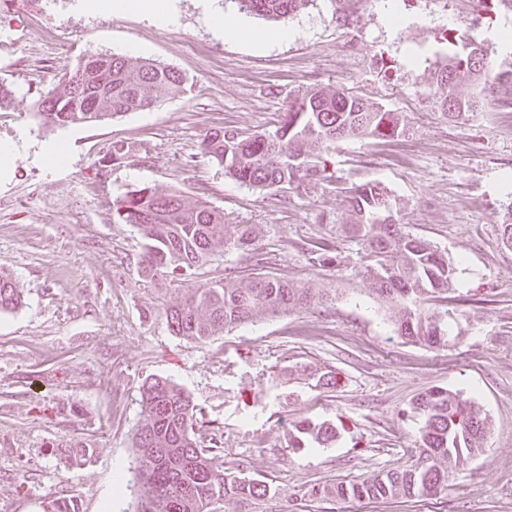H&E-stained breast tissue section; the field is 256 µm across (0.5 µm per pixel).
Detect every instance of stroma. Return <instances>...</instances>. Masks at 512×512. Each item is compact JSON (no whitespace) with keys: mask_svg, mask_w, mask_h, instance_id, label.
Returning <instances> with one entry per match:
<instances>
[{"mask_svg":"<svg viewBox=\"0 0 512 512\" xmlns=\"http://www.w3.org/2000/svg\"><path fill=\"white\" fill-rule=\"evenodd\" d=\"M171 8L178 23L165 27L136 13L95 16L80 0H0V81L14 91L0 109V142L20 152L0 174V272L24 296L0 313V512H44L63 497L79 512H127L131 496L113 483L131 477L139 388L156 376L192 394L225 461L276 488L286 512H512V248L501 241L512 218V81L504 77L512 46L496 38L512 27V11L499 0H399L406 23L395 31L382 0H309L284 22L294 38L257 46L210 26L213 8L270 28L233 0H171ZM31 29L42 41L26 40ZM472 39L489 74L457 92L483 107L451 116L434 104L430 72ZM137 45L184 76L182 94L101 122L48 127L35 117L40 93L88 53L128 57ZM314 87L397 112L404 129L388 140L336 141L328 180L285 190L248 189L200 157L214 131L275 129L288 101ZM116 142L131 152L98 178L95 163ZM52 143L65 148L63 166L41 155ZM373 180L397 199L408 231L459 264L448 296L457 339L447 348L395 336L365 296L361 261L345 242L340 267L309 259L311 244L334 236L349 190ZM138 185L180 191L232 224L262 225L257 251L271 257L272 272L328 289L334 305L244 324L204 344L172 334L165 311L189 289L252 276L256 266L220 247L185 279L145 276L141 237L113 216L115 201ZM307 362L335 370L337 388L276 379ZM436 387L464 390L491 423L483 453L454 471L447 495L320 496L334 483L411 465L419 423L406 411ZM304 417L344 426L336 447L292 452L288 424ZM73 441L90 456L61 462Z\"/></svg>","mask_w":512,"mask_h":512,"instance_id":"35a3bbf8","label":"stroma"}]
</instances>
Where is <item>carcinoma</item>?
<instances>
[{
	"label": "carcinoma",
	"instance_id": "carcinoma-1",
	"mask_svg": "<svg viewBox=\"0 0 512 512\" xmlns=\"http://www.w3.org/2000/svg\"><path fill=\"white\" fill-rule=\"evenodd\" d=\"M240 9L268 19H285L310 0H237ZM480 44L435 65L431 85L441 111L453 115L481 109L475 98L463 99L456 88L486 74L487 63L476 55ZM183 75L161 64L97 52L74 72L65 74L40 95L35 115L47 127L103 121L127 112L150 109L160 93L177 96ZM402 131V118L344 90L316 88L289 101L273 131L243 136L233 129L216 131L200 145L201 154L239 184L259 190L282 189L299 182L327 178L326 160L317 149L339 139H389ZM129 147L112 146L96 174L122 163ZM396 202L379 182L358 186L349 197L348 216L336 225V239L321 238L311 251L320 265L336 262V241L356 250L369 282L367 297L384 310L397 336L433 349L453 340L448 321V293L457 280V263L433 242L397 223ZM115 216L144 240V272L179 278L205 263L214 248L226 243L253 250L254 224H230L224 213L188 204L181 193L165 194L149 186L130 189L115 203ZM333 301L325 288L291 282L270 272L237 282L206 283L192 289L182 304L166 311L172 332L204 344L246 323L273 319L292 309ZM22 303L17 282L0 272V313ZM310 390L336 387V374L317 365L295 364L283 371ZM140 418L135 426L134 481L138 487L133 512H283L278 492L249 477L240 466L226 465L215 438L196 432L197 404L170 379L153 377L139 388ZM419 421L421 453L402 470L380 472L359 483L324 488L325 497L388 499L448 493L450 473L480 455L489 432L483 409L461 390L436 389L421 394L410 408ZM339 427L304 418L289 424L288 447L333 448Z\"/></svg>",
	"mask_w": 512,
	"mask_h": 512
}]
</instances>
